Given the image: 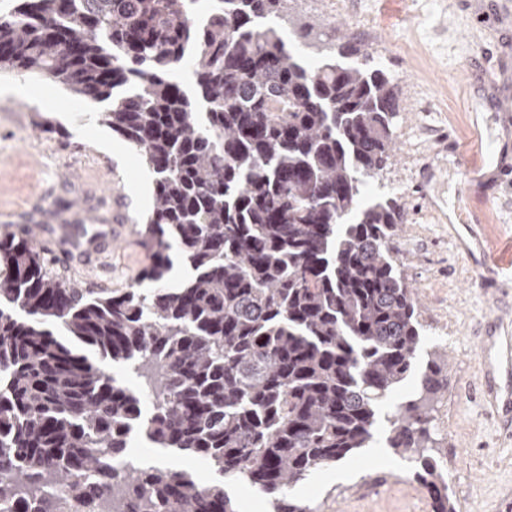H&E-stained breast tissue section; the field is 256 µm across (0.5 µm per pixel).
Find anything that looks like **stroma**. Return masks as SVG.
Wrapping results in <instances>:
<instances>
[{
	"instance_id": "stroma-1",
	"label": "stroma",
	"mask_w": 512,
	"mask_h": 512,
	"mask_svg": "<svg viewBox=\"0 0 512 512\" xmlns=\"http://www.w3.org/2000/svg\"><path fill=\"white\" fill-rule=\"evenodd\" d=\"M512 0H294L309 20L333 15L336 38L367 53L402 90L397 148L378 178L400 205L403 222L390 246L418 300L425 347L450 363L427 414L428 456L448 478L457 512H507L512 504V427L479 393L480 339L493 323L512 331V172L477 185L467 165L485 164L488 142L512 139ZM507 97L504 111L475 112L472 102ZM52 119L43 129L40 116ZM154 176L102 125L91 102L28 73L0 72V234L37 224V246L54 275L83 288H138L150 263L140 229L152 206ZM122 192L129 230L104 268L71 250V201L91 211L86 234L112 221ZM471 220L494 273L458 250L454 229ZM348 478L313 471L290 490L314 512H432L423 486L401 482L417 463L385 441L340 460Z\"/></svg>"
}]
</instances>
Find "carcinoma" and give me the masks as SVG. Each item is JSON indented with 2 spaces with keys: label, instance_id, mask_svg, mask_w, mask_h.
Listing matches in <instances>:
<instances>
[{
  "label": "carcinoma",
  "instance_id": "obj_1",
  "mask_svg": "<svg viewBox=\"0 0 512 512\" xmlns=\"http://www.w3.org/2000/svg\"><path fill=\"white\" fill-rule=\"evenodd\" d=\"M196 3L16 0L0 14V69L111 102L99 121L155 174L145 293L69 284L33 229L0 236V512H96L117 487L123 512H240L178 466L118 475L137 432L275 512H312L289 489L369 447L379 401L422 349L389 246L395 199L365 196L395 145L400 89L367 63L295 57L263 25L287 0H212L204 20ZM185 62L190 92L173 78ZM173 244L189 269L176 288ZM444 359L427 353L387 442L419 453L433 512H456L419 452Z\"/></svg>",
  "mask_w": 512,
  "mask_h": 512
}]
</instances>
